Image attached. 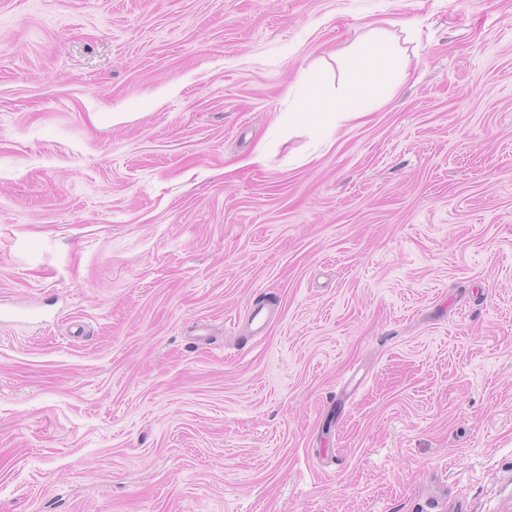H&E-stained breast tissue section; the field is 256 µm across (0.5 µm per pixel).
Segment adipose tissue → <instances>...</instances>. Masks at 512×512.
<instances>
[{
	"mask_svg": "<svg viewBox=\"0 0 512 512\" xmlns=\"http://www.w3.org/2000/svg\"><path fill=\"white\" fill-rule=\"evenodd\" d=\"M350 69L358 76L355 84L335 87L333 94L305 95L298 104L299 117L321 128L324 137H333L342 123L363 117L361 100L381 98L387 88L405 80L407 68L396 49L381 37L352 53Z\"/></svg>",
	"mask_w": 512,
	"mask_h": 512,
	"instance_id": "ef3b65f1",
	"label": "adipose tissue"
}]
</instances>
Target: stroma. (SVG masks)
<instances>
[{"instance_id": "1", "label": "stroma", "mask_w": 512, "mask_h": 512, "mask_svg": "<svg viewBox=\"0 0 512 512\" xmlns=\"http://www.w3.org/2000/svg\"><path fill=\"white\" fill-rule=\"evenodd\" d=\"M1 304L0 512H512V0H0ZM350 69L360 78L357 84L334 86V93L313 96L307 93L299 102V112H290L300 118L309 117L314 129L325 138H332L344 122L359 120L364 112L361 99H379L387 88L401 83L407 77V68L397 50L379 36L361 46L348 60ZM331 116L329 124L319 128L325 117Z\"/></svg>"}]
</instances>
